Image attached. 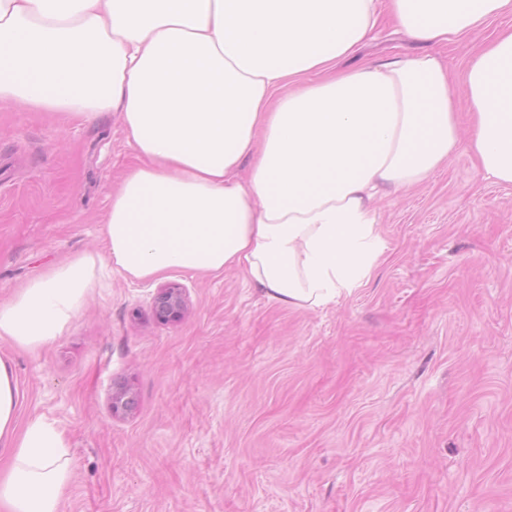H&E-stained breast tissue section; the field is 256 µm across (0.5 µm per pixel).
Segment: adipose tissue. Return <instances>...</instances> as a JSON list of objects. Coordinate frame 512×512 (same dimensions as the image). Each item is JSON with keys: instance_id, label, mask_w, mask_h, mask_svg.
<instances>
[{"instance_id": "ef3b65f1", "label": "adipose tissue", "mask_w": 512, "mask_h": 512, "mask_svg": "<svg viewBox=\"0 0 512 512\" xmlns=\"http://www.w3.org/2000/svg\"><path fill=\"white\" fill-rule=\"evenodd\" d=\"M504 15L512 0H0V100L81 122L120 113L138 157L111 194L107 257L17 288L0 339L53 342L108 272L237 268L296 309L351 295L385 251L376 202L445 165L457 116L437 55L339 62L387 23L441 46ZM464 91L469 151L512 184V27L469 61ZM0 455V512H60L66 441L41 418L18 428L6 357Z\"/></svg>"}]
</instances>
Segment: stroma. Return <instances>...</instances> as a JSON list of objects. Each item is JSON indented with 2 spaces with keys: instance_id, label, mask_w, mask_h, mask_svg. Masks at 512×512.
I'll return each instance as SVG.
<instances>
[{
  "instance_id": "1",
  "label": "stroma",
  "mask_w": 512,
  "mask_h": 512,
  "mask_svg": "<svg viewBox=\"0 0 512 512\" xmlns=\"http://www.w3.org/2000/svg\"><path fill=\"white\" fill-rule=\"evenodd\" d=\"M431 44L384 29L356 56ZM460 146L377 204L385 251L339 303L293 309L238 269L112 274L52 344L0 341L18 423H54L74 468L61 512H512V185ZM135 153L90 123L0 103V302L50 266L106 255L110 193ZM186 288L176 324L157 289ZM138 398L110 410L115 385ZM189 300L185 291L178 283L161 286L152 300V312L155 319L163 324L177 323L184 319L188 312Z\"/></svg>"
}]
</instances>
